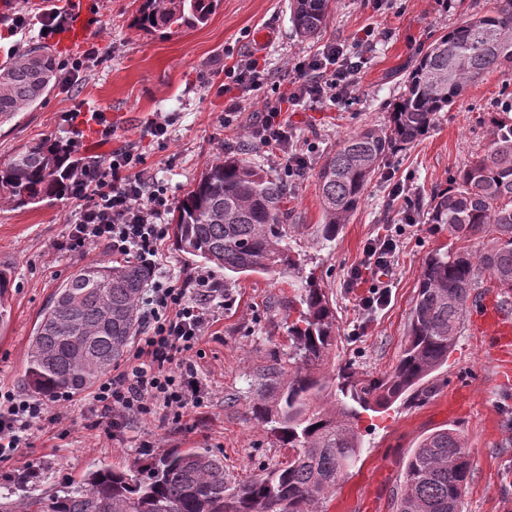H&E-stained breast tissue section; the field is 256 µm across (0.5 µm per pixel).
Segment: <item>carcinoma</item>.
Masks as SVG:
<instances>
[{"label": "carcinoma", "mask_w": 512, "mask_h": 512, "mask_svg": "<svg viewBox=\"0 0 512 512\" xmlns=\"http://www.w3.org/2000/svg\"><path fill=\"white\" fill-rule=\"evenodd\" d=\"M220 0H142L134 18L145 31L196 27ZM299 37L319 36L329 0H293ZM497 70L512 74V0L471 15L421 50L403 80L386 128L365 127L343 138L316 172L323 223L315 235L327 248L348 223L364 191L397 146L433 128L470 84ZM59 78L54 55L33 46L0 65V123L40 104ZM490 142L449 184L436 190L426 223L448 226L457 242L487 238L486 246L438 249L426 257L402 354L380 377L350 365L323 368L336 346V312L309 273L302 280L299 317L289 326L294 366L277 368L257 384L253 416L270 427L288 462L237 482L224 459L195 448H171L139 470L101 466L46 495L16 476L0 481V512H325V504L360 460L359 410H383L433 393L430 376L448 362L464 327L473 293L492 287L512 299V98L490 112ZM78 157L44 140L0 163V196L16 206L57 199ZM288 182L273 179L243 158L208 163L178 201L172 234L179 250L234 274L287 273L300 267L292 241L305 224H290ZM150 272L132 260L92 261L63 283L41 313L30 341L23 384L52 399L93 385L120 360L141 321L138 303ZM8 274L0 269V326L10 317ZM473 474L465 438L435 431L412 449L395 512H463Z\"/></svg>", "instance_id": "carcinoma-1"}]
</instances>
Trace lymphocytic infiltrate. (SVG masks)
<instances>
[{
	"label": "lymphocytic infiltrate",
	"instance_id": "lymphocytic-infiltrate-1",
	"mask_svg": "<svg viewBox=\"0 0 512 512\" xmlns=\"http://www.w3.org/2000/svg\"><path fill=\"white\" fill-rule=\"evenodd\" d=\"M364 62L361 52H347L339 43L324 45L320 55L287 61L290 92L287 98L265 102L263 120L252 137L283 151L289 175L302 174L306 160L289 150L292 128L284 115L286 107H314L351 96ZM142 163L134 151H115L75 171L67 188L69 199L79 205L78 216L69 225L70 250L82 252L102 243L112 254L137 260L154 273L139 302L143 335L125 369L100 382L92 394L93 403L115 430L131 414L151 417L161 412L179 421L189 408L201 405L204 389L196 374L178 375L170 366L205 335L206 303L224 295L205 272L180 282L159 275L160 246L169 234L163 219L172 208V196ZM62 419V413L49 412L46 402L0 387V460L20 447L32 429L55 427Z\"/></svg>",
	"mask_w": 512,
	"mask_h": 512
}]
</instances>
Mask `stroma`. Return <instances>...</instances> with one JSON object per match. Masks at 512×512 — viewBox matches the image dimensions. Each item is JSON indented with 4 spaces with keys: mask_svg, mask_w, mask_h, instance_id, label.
<instances>
[{
    "mask_svg": "<svg viewBox=\"0 0 512 512\" xmlns=\"http://www.w3.org/2000/svg\"><path fill=\"white\" fill-rule=\"evenodd\" d=\"M92 3L96 11L85 43L58 52L57 58L70 62L89 47L95 48V57L75 82L56 86L41 104L0 124V162L46 139L66 142L77 156L90 160L131 148L178 199L208 161L238 155L269 177L288 179L291 221L310 227L322 221L314 170L288 177L278 150L252 138L263 115L259 96L244 97L240 112L225 121L224 88L234 83L230 67L258 59L270 74L260 96L275 99L288 90L289 58L316 54L331 42L362 44L367 62L355 96L287 115L296 147L315 161L362 126H388L401 80L418 53L483 8L486 0H456L451 7L444 0H330L326 27L315 41L296 34L291 0H221L206 24L163 32L134 26L139 0ZM13 9L27 15L29 24L15 33L0 18V63L32 45L55 49L54 38L40 34L43 9L30 7L29 0H15ZM260 31L271 36L262 46L255 39ZM511 95L512 76L488 73L438 113L423 139L387 155L331 248H322L310 230L302 236V271L315 273L336 306L331 363H350L377 376L393 370L423 262L430 252L452 244L447 228L423 221L430 195L446 187L455 171L487 145L488 114L498 100ZM93 112L101 114L111 134L92 144L85 139L81 119ZM156 122L167 125L166 140L153 136ZM393 179L405 186L395 200L389 195ZM76 210V202L65 197L27 207L0 199V269L11 277L10 320L0 333V385L22 396L28 393L22 378L41 311L86 263L112 257L101 243L83 253L66 248L67 222ZM409 213L421 220V227L405 225ZM385 233L399 242L386 278L391 302L367 319L357 300L376 279L356 281L351 273L363 262L367 240ZM298 284L293 272L255 273L229 284L228 304L209 303L208 334L190 355L205 398L181 425L158 416H132L116 436H106L84 390L65 403L67 417L56 429H32L28 445L0 462V475L37 470L42 478L30 482V491L49 493L96 466L129 468L172 448L223 457L225 469L240 480L281 466L288 451L254 418L249 402L266 367L288 364V303ZM502 369L472 326H465L447 364L434 374V395L395 403L384 412L360 413L361 460L327 502L326 512H393L409 451L444 428L464 435L474 461L463 512H512V385L499 383ZM146 441L151 449H143Z\"/></svg>",
    "mask_w": 512,
    "mask_h": 512,
    "instance_id": "obj_1",
    "label": "stroma"
}]
</instances>
